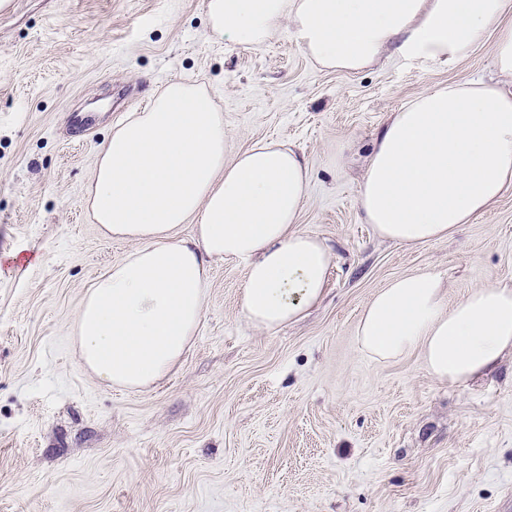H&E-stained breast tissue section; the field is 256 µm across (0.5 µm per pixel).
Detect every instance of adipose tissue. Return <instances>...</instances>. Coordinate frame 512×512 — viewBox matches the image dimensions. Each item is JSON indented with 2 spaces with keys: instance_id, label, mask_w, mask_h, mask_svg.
I'll return each instance as SVG.
<instances>
[{
  "instance_id": "adipose-tissue-1",
  "label": "adipose tissue",
  "mask_w": 512,
  "mask_h": 512,
  "mask_svg": "<svg viewBox=\"0 0 512 512\" xmlns=\"http://www.w3.org/2000/svg\"><path fill=\"white\" fill-rule=\"evenodd\" d=\"M506 0H207L214 33L251 47L288 26L327 69L389 54L449 63L499 23ZM308 169L291 147L254 142L224 157V115L206 91L168 83L103 143L88 186L92 220L130 251L88 289L76 320L82 362L130 390L164 377L201 321L210 265H246L243 314L272 330L322 298L331 256L297 230ZM512 187V94L481 80L428 89L393 115L359 196L366 223L406 245L443 240ZM191 235H181L184 225ZM444 283L414 272L362 310L359 351L376 362L419 352L425 371L468 383L512 351V284H483L444 307Z\"/></svg>"
}]
</instances>
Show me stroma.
<instances>
[{"label":"stroma","instance_id":"1","mask_svg":"<svg viewBox=\"0 0 512 512\" xmlns=\"http://www.w3.org/2000/svg\"><path fill=\"white\" fill-rule=\"evenodd\" d=\"M0 10V512H512V354L462 386L418 355L358 350L374 292L438 274L446 302L512 283V188L448 239L379 237L358 206L366 161L423 90L481 79L496 32L453 63L388 57L327 70L288 27L260 48L207 24L206 0H10ZM206 88L224 155L272 139L309 170L297 224L330 249L324 298L273 331L242 315L246 267L213 263L181 362L136 391L82 365L72 329L129 243L86 193L101 144L168 83Z\"/></svg>","mask_w":512,"mask_h":512}]
</instances>
